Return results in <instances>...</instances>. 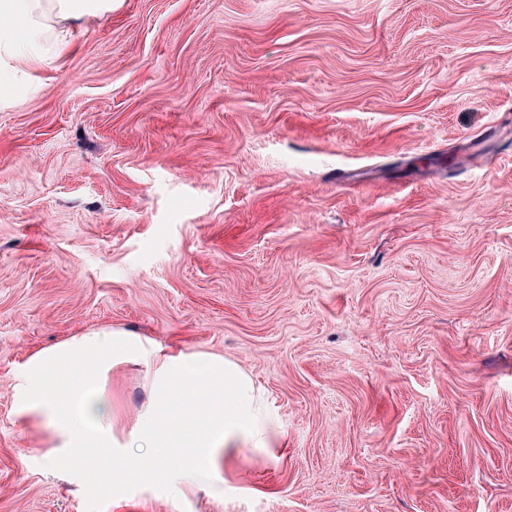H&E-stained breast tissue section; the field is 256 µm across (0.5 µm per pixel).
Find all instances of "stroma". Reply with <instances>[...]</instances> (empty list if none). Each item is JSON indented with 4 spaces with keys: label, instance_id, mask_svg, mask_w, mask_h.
I'll return each instance as SVG.
<instances>
[{
    "label": "stroma",
    "instance_id": "obj_1",
    "mask_svg": "<svg viewBox=\"0 0 512 512\" xmlns=\"http://www.w3.org/2000/svg\"><path fill=\"white\" fill-rule=\"evenodd\" d=\"M0 88V512H512V0H117ZM223 355L279 461L105 495L15 386ZM118 430L145 369L105 383Z\"/></svg>",
    "mask_w": 512,
    "mask_h": 512
}]
</instances>
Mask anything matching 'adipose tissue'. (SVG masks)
<instances>
[{"label": "adipose tissue", "instance_id": "adipose-tissue-1", "mask_svg": "<svg viewBox=\"0 0 512 512\" xmlns=\"http://www.w3.org/2000/svg\"><path fill=\"white\" fill-rule=\"evenodd\" d=\"M112 9V0H0V81L17 62L36 67L69 47L67 22ZM140 362L152 393L132 430L144 459L121 453L114 423L100 393L114 365ZM28 411L49 418L66 453L103 474L111 462L113 484L158 481L172 493L194 485L221 490L215 481L219 455L239 446L264 457L285 436L264 390L232 359L174 347H157L122 331L65 342L29 358L21 383Z\"/></svg>", "mask_w": 512, "mask_h": 512}]
</instances>
